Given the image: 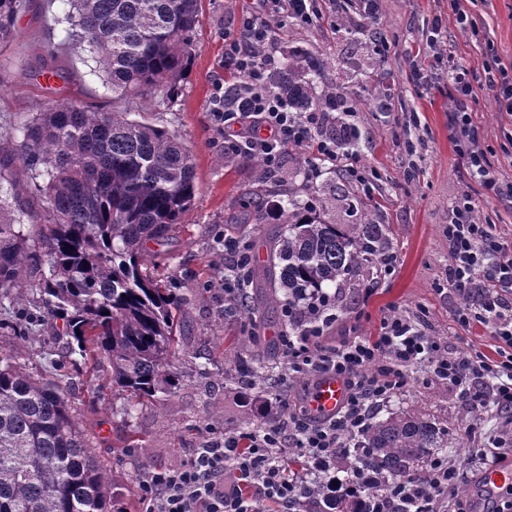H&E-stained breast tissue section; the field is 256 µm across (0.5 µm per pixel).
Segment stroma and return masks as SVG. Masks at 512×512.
<instances>
[{
	"label": "stroma",
	"instance_id": "1",
	"mask_svg": "<svg viewBox=\"0 0 512 512\" xmlns=\"http://www.w3.org/2000/svg\"><path fill=\"white\" fill-rule=\"evenodd\" d=\"M253 7L252 0H201L194 33L191 69L172 107L146 111L153 124L178 134L191 150L198 192L182 218V229L167 247V273L187 303L179 314L176 335L177 368L182 382L175 393L160 398H129L117 387L97 390L94 379L74 373L71 391L74 413L96 461L112 473L117 512H144L140 482L148 469L183 464L203 438L223 432L256 430L262 414L276 397H299L304 381L290 377L281 336L288 324L279 309L266 308L256 327L224 316V262L211 251L214 239L235 235L230 219L248 205L270 210L289 194L310 192L325 208L321 215L332 224H349L340 188L343 171L331 163H317L314 148L291 147L275 171L239 160L225 159L224 137L215 128L212 104L218 84L236 82L224 66V43L236 37L238 21ZM466 12L480 34L472 36L455 20ZM443 28L437 47L428 39L434 18ZM60 0H30L16 22L18 39L0 52V128L13 130L0 143V156L19 152L18 128L53 103H71L92 110L112 107V91L94 72L89 56L64 38ZM358 12L326 4L314 24L298 26L283 18L270 19V36L279 54L298 48L325 67L317 89L333 88L358 102L352 121L359 134L357 155L373 169L376 181L364 201L375 223L389 225L398 263L393 273L356 282L346 303L350 314L332 326L337 342L353 336L375 335L389 314L425 315L430 335L449 351L466 347L488 351L495 344L481 327H463L456 320L460 296L448 287V224L456 202L476 195L478 187L459 166L451 138L453 109L446 55L458 63L480 68L485 42H493L503 60L512 59V0H379L377 25L394 35L384 52H376L369 35L355 33ZM57 77H32L42 66ZM478 138L492 167L512 180V125L502 122L496 103L485 88L476 89L469 104ZM319 164L318 178L305 174ZM36 337L25 361L45 377L55 371L47 354L60 351L53 338V321L46 314L26 322ZM257 334L259 355L277 376L275 395L252 392L243 396L224 387L226 337ZM207 375H199V366ZM419 405L450 428L463 429V447L448 451L449 462L460 468L461 497L473 512H492L502 489L487 490L480 449L498 438H512V422L494 411L467 414L447 383L425 375L394 395L382 407L394 412ZM135 430L152 451L142 464L136 450L124 447L121 437Z\"/></svg>",
	"mask_w": 512,
	"mask_h": 512
}]
</instances>
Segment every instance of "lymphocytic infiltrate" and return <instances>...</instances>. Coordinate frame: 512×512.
I'll use <instances>...</instances> for the list:
<instances>
[{
    "label": "lymphocytic infiltrate",
    "mask_w": 512,
    "mask_h": 512,
    "mask_svg": "<svg viewBox=\"0 0 512 512\" xmlns=\"http://www.w3.org/2000/svg\"><path fill=\"white\" fill-rule=\"evenodd\" d=\"M321 2L256 0L255 9L241 17L237 37L224 46L226 67L236 70L242 81L216 95L212 115L225 148L260 157L269 169L278 167L286 148L312 143L320 161L337 164L362 183L366 170L355 154L337 143L330 129L331 113L294 111L266 89L279 64L270 45V18L284 17L305 26L319 18ZM449 69L454 102L450 128L459 144L461 165L480 184L485 199H512V182L500 180L477 145L468 107L475 83L482 82L491 91L500 118L512 121V62L490 54L480 68L453 63ZM474 210V201L464 199L448 226V286L461 295L475 292L474 280L480 274L493 283L512 284V246L476 222ZM477 294L475 306H463L458 320L466 326L478 322L497 336L500 345L492 357L475 350L450 352L420 324L395 315L381 320L377 335L357 336L334 349L321 348L324 330L318 325L307 327L302 335L283 337L289 373L314 381L326 374L343 379L347 395L336 414L319 419L304 409L274 427L209 437L182 466L155 470L142 479L146 512H254L259 499L271 503L274 512H299L303 488L335 469L336 450L343 447L345 437L361 432L373 410L400 392L418 366L448 382L472 409L492 407L512 414V303L487 289ZM288 449L307 458L309 468L286 474L283 461ZM228 469L235 472V480L225 478ZM458 477L447 461L434 459L426 485L401 477L374 508L446 512L444 498Z\"/></svg>",
    "instance_id": "obj_1"
}]
</instances>
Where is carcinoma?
I'll return each instance as SVG.
<instances>
[{
  "label": "carcinoma",
  "mask_w": 512,
  "mask_h": 512,
  "mask_svg": "<svg viewBox=\"0 0 512 512\" xmlns=\"http://www.w3.org/2000/svg\"><path fill=\"white\" fill-rule=\"evenodd\" d=\"M66 39L84 49L106 84L112 110L56 103L20 128L15 158H0V296L23 300L24 279L39 251L48 273L37 288L46 314L69 338L55 361L56 377L29 371L20 347L0 350V512H108L110 472L100 466L73 415L69 366L132 396L167 395L180 378L172 347L184 299L164 287L157 259L195 199L190 149L174 132L137 117L146 106L174 102L194 50L200 0H65ZM28 0H0V49L18 38L17 17ZM321 63L290 50L269 77V90L297 112L343 97L314 92ZM27 170L20 182L14 163ZM354 222L330 224L295 196L277 209L286 225L265 272L269 305L288 306V327L300 333L323 310L346 314L340 299L324 305L326 289L381 268L390 253L388 227L375 224L347 188ZM256 208L237 230L267 223ZM32 224L33 236L24 233ZM249 298L258 274L227 269ZM255 337L234 343L224 378L249 393L269 379ZM336 451V468L367 480L363 491L332 495L322 479L305 493L309 512H372L375 496L401 476L424 478L430 462L462 436L419 407L374 417L363 434Z\"/></svg>",
  "instance_id": "carcinoma-1"
}]
</instances>
